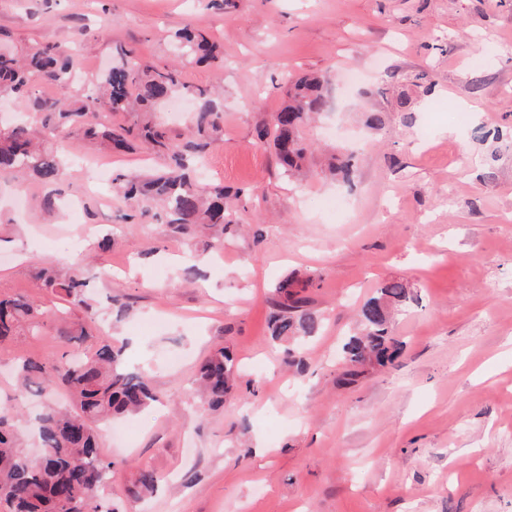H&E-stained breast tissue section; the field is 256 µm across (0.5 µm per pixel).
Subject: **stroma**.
Returning <instances> with one entry per match:
<instances>
[{"instance_id":"35a3bbf8","label":"stroma","mask_w":512,"mask_h":512,"mask_svg":"<svg viewBox=\"0 0 512 512\" xmlns=\"http://www.w3.org/2000/svg\"><path fill=\"white\" fill-rule=\"evenodd\" d=\"M184 23L223 49L222 60L183 69L185 84L223 89L206 176L232 192L260 186L258 206L240 211L220 249L150 213L124 220L130 205L105 209L89 162L149 176L164 159L142 147L107 158L79 134L62 180L28 179L23 204L0 175V296L54 302L88 329L63 345L50 321L0 343V409L24 451L39 448L41 400H15L18 359L76 356L113 337L159 397L121 430L101 427V451L118 463L105 495L119 512H512V0H227L220 11L210 0H0V41L70 52L75 96L115 63V45L174 62ZM421 70L434 73L431 91L410 87ZM306 71L325 76L330 103L303 130L310 174L291 184L257 130L282 106L286 78ZM184 102V112L164 104L151 115L177 141L198 106ZM483 128L502 142L480 144ZM339 147L361 151L348 183L325 175ZM49 192L79 201L78 216L46 218ZM192 253L194 278L184 273ZM47 263L82 271L91 310L54 300L37 275ZM292 272L319 280L305 294L322 328L302 344L269 330L273 287ZM390 280L410 292L392 323L399 353L340 383L357 310ZM116 298L127 305L118 322ZM224 345L239 385L213 411L193 379ZM144 469L160 481L141 497Z\"/></svg>"}]
</instances>
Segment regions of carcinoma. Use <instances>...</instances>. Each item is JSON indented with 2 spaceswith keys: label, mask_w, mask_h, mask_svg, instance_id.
<instances>
[{
  "label": "carcinoma",
  "mask_w": 512,
  "mask_h": 512,
  "mask_svg": "<svg viewBox=\"0 0 512 512\" xmlns=\"http://www.w3.org/2000/svg\"><path fill=\"white\" fill-rule=\"evenodd\" d=\"M180 55L196 62L217 58L219 46L195 34L187 24L176 31ZM116 64L96 79L99 96L71 99L66 95L71 60L54 43H40L23 55L0 46V96L15 95L23 106L44 115L43 135L51 149L35 141L33 131L17 124L0 129V172L31 174L45 183L63 175L58 149L74 134L100 137L105 148L126 151L144 143L169 159L162 173L145 179L121 174L115 178L116 192L135 203L157 202L165 211L170 231L193 236L206 234L213 245L224 244V226L238 223L236 206L227 203L222 184H203L192 175L191 158L202 155L216 140L224 124V112L208 90L192 94L203 99L192 117L194 137L174 142L161 125H115L112 115L134 107L147 111L185 87L179 65L157 67L130 58L132 51L114 47ZM52 83L63 98L47 100L25 97L32 77ZM327 96L319 77L304 74L294 78L288 103L271 116L259 139L275 151L285 176L300 172L310 146L302 137L304 125L324 111ZM357 155L341 154L331 167L333 174L351 181ZM39 278L60 298L75 306L86 305L87 279L74 273L60 277L43 267ZM299 283L289 275L275 288L277 312L271 319V335L310 338L318 334L319 318L308 310L309 300L295 290ZM409 299L404 283L388 281L376 289L359 310L362 330L342 347L345 371L342 380L351 383L367 366L385 367L394 361L395 343L390 336V307ZM50 307L24 296L0 298V342L24 330L39 335ZM235 359L226 348L214 350L201 364L197 381L209 409L224 408V398L233 387ZM18 399L50 395L52 387L66 388L69 404H45L39 416L42 456L31 458L20 450L21 443L8 411L0 413V507L5 512H114L100 494L111 478L116 462L99 450L101 426L120 416L148 408L156 395L146 375L130 372L123 364V347L101 343L80 359L34 360L27 358L17 368Z\"/></svg>",
  "instance_id": "obj_1"
}]
</instances>
